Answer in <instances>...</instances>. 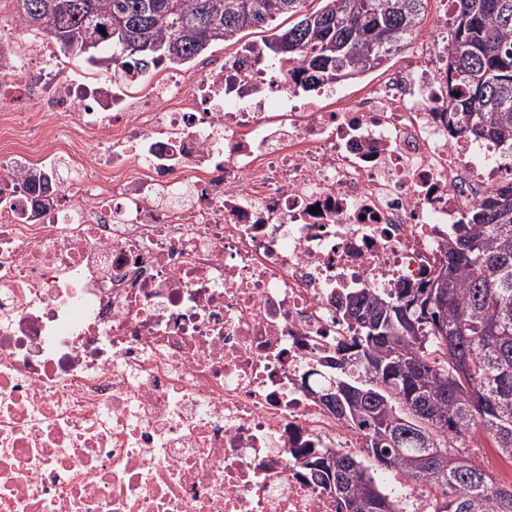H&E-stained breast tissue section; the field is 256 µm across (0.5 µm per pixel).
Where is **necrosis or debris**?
<instances>
[{
	"label": "necrosis or debris",
	"mask_w": 512,
	"mask_h": 512,
	"mask_svg": "<svg viewBox=\"0 0 512 512\" xmlns=\"http://www.w3.org/2000/svg\"><path fill=\"white\" fill-rule=\"evenodd\" d=\"M357 99L286 67L79 82L0 64V512H334L362 440L304 384L339 295L419 283L512 159L448 117L441 32ZM26 92L41 113L14 109ZM47 178L43 195L27 178Z\"/></svg>",
	"instance_id": "obj_1"
}]
</instances>
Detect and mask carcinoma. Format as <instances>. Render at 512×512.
Returning <instances> with one entry per match:
<instances>
[{
  "label": "carcinoma",
  "instance_id": "carcinoma-1",
  "mask_svg": "<svg viewBox=\"0 0 512 512\" xmlns=\"http://www.w3.org/2000/svg\"><path fill=\"white\" fill-rule=\"evenodd\" d=\"M17 20L66 56L112 50L116 68L147 73L184 64L215 42H238L282 16L296 21L243 58L295 63L294 91L355 79L416 36L428 0H17ZM448 36V111L476 139L512 146V0H458ZM158 45L132 53L122 37ZM288 42L285 53L274 46ZM351 342L338 348L320 399L362 438L364 453L436 494L435 512H512V481H499L466 451L480 430L512 459V185L458 224L428 278L382 297L338 303ZM426 458L425 467L416 459ZM303 465L333 493L335 512H401L357 456L326 448Z\"/></svg>",
  "mask_w": 512,
  "mask_h": 512
}]
</instances>
